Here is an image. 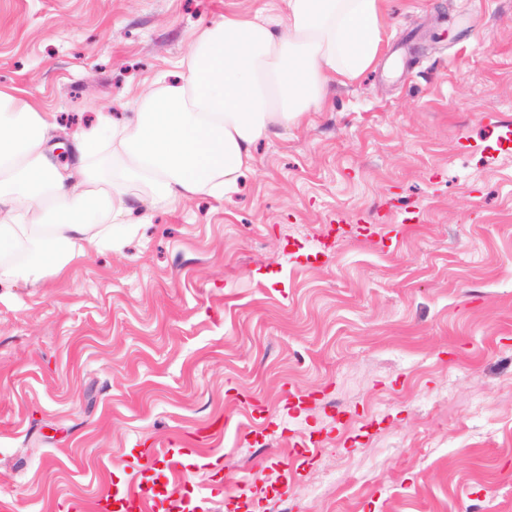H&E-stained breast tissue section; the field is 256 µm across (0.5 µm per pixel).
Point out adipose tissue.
I'll return each instance as SVG.
<instances>
[{"label":"adipose tissue","mask_w":512,"mask_h":512,"mask_svg":"<svg viewBox=\"0 0 512 512\" xmlns=\"http://www.w3.org/2000/svg\"><path fill=\"white\" fill-rule=\"evenodd\" d=\"M281 2L279 18L228 13L204 26L179 79L162 75L142 91L135 122L98 113L62 168L49 154L52 119L0 87V283L39 281L111 243L133 204L148 217L237 192L258 141L301 125L335 80L372 68L383 0Z\"/></svg>","instance_id":"1"}]
</instances>
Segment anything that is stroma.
Wrapping results in <instances>:
<instances>
[{"instance_id": "35a3bbf8", "label": "stroma", "mask_w": 512, "mask_h": 512, "mask_svg": "<svg viewBox=\"0 0 512 512\" xmlns=\"http://www.w3.org/2000/svg\"><path fill=\"white\" fill-rule=\"evenodd\" d=\"M267 0H0L60 126ZM381 52L227 200L0 290V499L65 512L201 437V512H512V0H385ZM343 229L325 242L327 225Z\"/></svg>"}]
</instances>
